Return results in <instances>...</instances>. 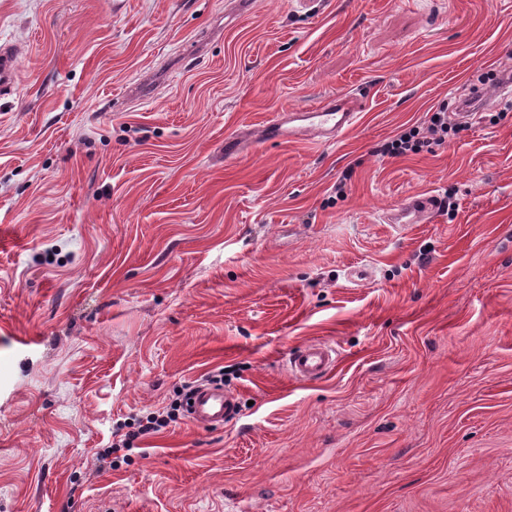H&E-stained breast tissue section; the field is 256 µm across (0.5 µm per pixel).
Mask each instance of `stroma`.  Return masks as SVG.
<instances>
[{
  "instance_id": "obj_1",
  "label": "stroma",
  "mask_w": 512,
  "mask_h": 512,
  "mask_svg": "<svg viewBox=\"0 0 512 512\" xmlns=\"http://www.w3.org/2000/svg\"><path fill=\"white\" fill-rule=\"evenodd\" d=\"M0 42L25 48L0 100V512H512V94L376 152L512 67V0H0ZM342 93L364 110L338 139L225 158ZM421 194L454 213L387 222ZM317 340L339 362L294 380ZM218 369L223 428L183 416L100 468ZM448 107L441 106L430 116L426 126L413 125L402 131L396 138L382 144L378 152L382 156L398 158L410 154H420L425 149L428 151L430 144L435 141H443L449 133L459 134L466 130V121L471 113H459L461 120L451 125L448 123ZM337 358L335 347L325 342H310L289 354L286 367L289 375L297 381H316L335 368ZM201 384L204 383L185 386L183 391L180 392L178 398L173 401L166 410H163L162 412H152L145 417L139 418L136 423L132 424L133 426H130L133 430H129L125 434H119V431H117L115 437L119 436L123 438H120L115 442L113 440L112 444L108 448H104L99 453V458L103 463V466L104 464H107L106 460H108L113 453L117 452L121 448L130 447V444L133 443L134 440L141 437L159 434L162 430L166 429L171 422H175L179 416L180 409L187 407L188 400L197 388L196 386Z\"/></svg>"
}]
</instances>
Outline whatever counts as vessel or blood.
I'll list each match as a JSON object with an SVG mask.
<instances>
[{
	"mask_svg": "<svg viewBox=\"0 0 512 512\" xmlns=\"http://www.w3.org/2000/svg\"><path fill=\"white\" fill-rule=\"evenodd\" d=\"M20 49L11 44H0V99L12 96L17 88ZM361 103L354 94L330 96L318 106L277 116L248 137L236 136L225 140L224 153L238 154L244 141L254 143L288 139L332 140L352 127L360 116ZM440 208L434 195L408 197L390 215L394 224H422L432 221ZM338 352L324 342H310L294 350L287 359L289 375L300 382L316 381L336 366ZM233 393L216 387H204L192 398L189 417L193 423L223 425L236 411Z\"/></svg>",
	"mask_w": 512,
	"mask_h": 512,
	"instance_id": "vessel-or-blood-1",
	"label": "vessel or blood"
}]
</instances>
